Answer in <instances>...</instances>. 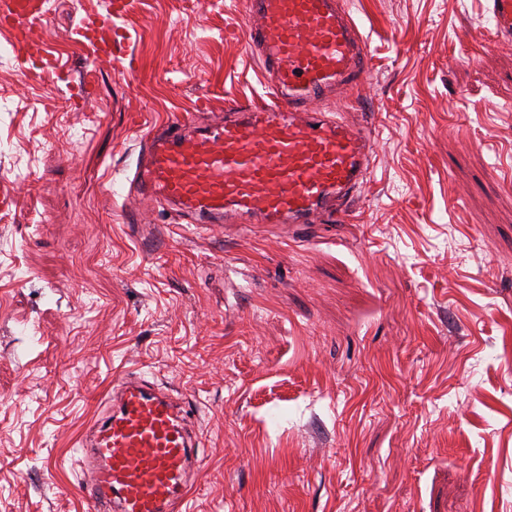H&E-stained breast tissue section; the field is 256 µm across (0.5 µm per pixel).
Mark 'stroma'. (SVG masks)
<instances>
[{
    "label": "stroma",
    "instance_id": "35a3bbf8",
    "mask_svg": "<svg viewBox=\"0 0 512 512\" xmlns=\"http://www.w3.org/2000/svg\"><path fill=\"white\" fill-rule=\"evenodd\" d=\"M0 65V512H93L113 387L191 404L190 512H512V44L486 0H345L367 80L319 104L373 173L338 224H185L129 194L145 134L265 101L244 0H134L135 70ZM91 74L86 111L70 80Z\"/></svg>",
    "mask_w": 512,
    "mask_h": 512
}]
</instances>
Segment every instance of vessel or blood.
<instances>
[{
  "mask_svg": "<svg viewBox=\"0 0 512 512\" xmlns=\"http://www.w3.org/2000/svg\"><path fill=\"white\" fill-rule=\"evenodd\" d=\"M131 0H109L76 33L87 55L112 49ZM246 37L272 78L268 104H230L223 120L194 129L179 115L146 139L131 185L145 202L174 206L196 224H311L337 221L372 171L368 139L315 112L335 93L364 84L366 45L342 0H245ZM492 31L512 42V0H487ZM49 0H0V28L26 80L56 61L31 39ZM81 462L90 500L104 512H179L198 463L187 409L134 373L123 377Z\"/></svg>",
  "mask_w": 512,
  "mask_h": 512,
  "instance_id": "obj_1",
  "label": "vessel or blood"
}]
</instances>
